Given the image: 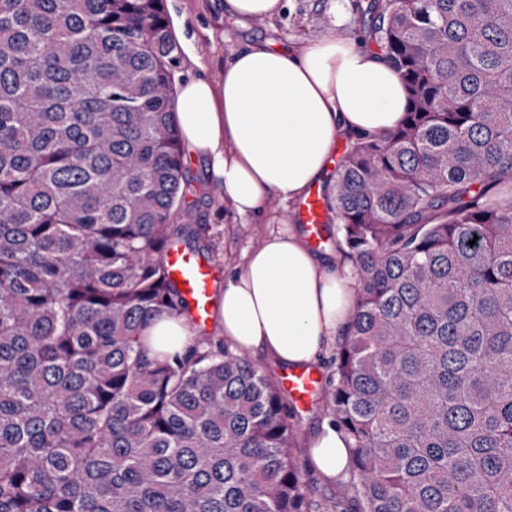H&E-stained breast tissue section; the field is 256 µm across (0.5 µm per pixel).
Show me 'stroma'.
<instances>
[{
    "label": "stroma",
    "mask_w": 512,
    "mask_h": 512,
    "mask_svg": "<svg viewBox=\"0 0 512 512\" xmlns=\"http://www.w3.org/2000/svg\"><path fill=\"white\" fill-rule=\"evenodd\" d=\"M365 6L366 0H284L281 15L236 24L224 17V0H164L171 31L182 48L174 79L180 82L202 76L213 84L222 83L225 59L245 43L284 47L324 34L361 36L369 21ZM184 162L204 193L187 196L182 206L191 212L206 256L218 269L231 267L244 251L259 245L269 224L251 217H234L225 208L224 192L212 181L205 157L188 154ZM328 417L321 405L313 403L299 410L294 420L298 430L295 453L304 464V479L316 497L326 503L347 492L345 483L324 481L307 465L308 437Z\"/></svg>",
    "instance_id": "obj_1"
}]
</instances>
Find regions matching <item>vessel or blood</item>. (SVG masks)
Here are the masks:
<instances>
[{
    "label": "vessel or blood",
    "mask_w": 512,
    "mask_h": 512,
    "mask_svg": "<svg viewBox=\"0 0 512 512\" xmlns=\"http://www.w3.org/2000/svg\"><path fill=\"white\" fill-rule=\"evenodd\" d=\"M328 220L321 188L310 191L305 200L295 209L296 223L305 225L310 240H317L323 224ZM169 279L174 280L183 290L185 297L194 305L196 318L208 320L210 312V289L214 283L212 263L182 248H170L165 257ZM320 376L308 369H294L288 372L281 384L289 398L296 404L307 405L315 392Z\"/></svg>",
    "instance_id": "1"
}]
</instances>
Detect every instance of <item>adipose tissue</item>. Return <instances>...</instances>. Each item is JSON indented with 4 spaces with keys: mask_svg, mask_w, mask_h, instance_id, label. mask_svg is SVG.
<instances>
[{
    "mask_svg": "<svg viewBox=\"0 0 512 512\" xmlns=\"http://www.w3.org/2000/svg\"><path fill=\"white\" fill-rule=\"evenodd\" d=\"M406 106L391 64L354 39L323 35L293 48L245 44L224 61V82L196 77L177 87L175 120L188 151L207 158L239 217H259L267 196L307 195L332 162L339 138L395 128ZM355 279L314 252L297 225L270 230L228 269L216 318L232 352L290 368L318 366L348 336ZM154 350L184 351L195 328L161 316L144 330ZM326 480L348 478V448L330 423L309 442Z\"/></svg>",
    "mask_w": 512,
    "mask_h": 512,
    "instance_id": "1",
    "label": "adipose tissue"
}]
</instances>
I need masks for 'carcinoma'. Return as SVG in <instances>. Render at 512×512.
I'll return each mask as SVG.
<instances>
[{"mask_svg":"<svg viewBox=\"0 0 512 512\" xmlns=\"http://www.w3.org/2000/svg\"><path fill=\"white\" fill-rule=\"evenodd\" d=\"M407 92L325 197L358 296L302 480L279 381L195 321L163 0H0V512H512V0H369ZM475 241L469 245V241ZM141 336H155L154 351L183 353L191 336H196L195 328L185 319L158 317L141 332ZM298 415L294 423L298 430V444L294 451L303 465V479L310 485L316 497L325 502L331 503L337 497L347 493L346 481L348 479V448L345 439L334 426L324 420H330L328 411L321 405L310 403L306 409H298ZM324 422V423H323ZM323 423V424H322ZM321 426V427H320ZM311 434V432L319 428ZM309 455L311 466L326 480H322L313 471L308 461Z\"/></svg>","mask_w":512,"mask_h":512,"instance_id":"obj_1","label":"carcinoma"}]
</instances>
